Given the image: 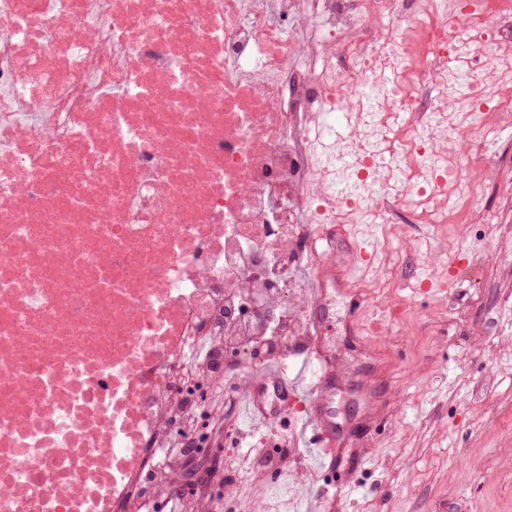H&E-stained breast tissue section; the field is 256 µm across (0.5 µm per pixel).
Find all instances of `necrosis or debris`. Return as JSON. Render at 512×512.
<instances>
[{
  "mask_svg": "<svg viewBox=\"0 0 512 512\" xmlns=\"http://www.w3.org/2000/svg\"><path fill=\"white\" fill-rule=\"evenodd\" d=\"M439 4L0 0V512H151L147 487L208 512L178 480L224 418L200 389L225 354L248 379L309 350L294 268L337 225L390 223L377 193L419 224L469 214L447 113L512 111V44L484 52L487 0H459L466 39ZM375 83L405 133L385 154L365 130L340 199L308 130Z\"/></svg>",
  "mask_w": 512,
  "mask_h": 512,
  "instance_id": "obj_1",
  "label": "necrosis or debris"
}]
</instances>
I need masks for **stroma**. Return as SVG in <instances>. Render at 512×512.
Masks as SVG:
<instances>
[{"label":"stroma","mask_w":512,"mask_h":512,"mask_svg":"<svg viewBox=\"0 0 512 512\" xmlns=\"http://www.w3.org/2000/svg\"><path fill=\"white\" fill-rule=\"evenodd\" d=\"M484 188L473 200L483 223L444 227L447 255L425 248L429 228L342 224L335 263L320 268L336 297L321 311L312 348L287 375L307 371L316 388V446L301 433L307 406L271 404V422L246 430L238 413L242 381L233 372L210 388L224 409L208 456L187 457L182 483L228 466L253 449L287 441L288 487L266 495L265 481L237 480L221 512H512V121L476 168ZM376 266L357 271L361 249ZM411 310L385 325L375 295L353 300L350 283L378 286L383 267Z\"/></svg>","instance_id":"stroma-1"}]
</instances>
